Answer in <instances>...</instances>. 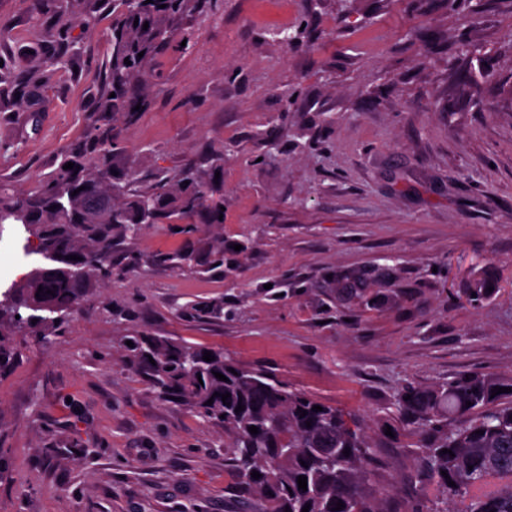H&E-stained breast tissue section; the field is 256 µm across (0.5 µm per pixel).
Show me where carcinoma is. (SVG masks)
<instances>
[{"label": "carcinoma", "instance_id": "carcinoma-1", "mask_svg": "<svg viewBox=\"0 0 512 512\" xmlns=\"http://www.w3.org/2000/svg\"><path fill=\"white\" fill-rule=\"evenodd\" d=\"M199 7V0H112L117 15L110 36V89L98 100L97 111L133 112L145 103L141 95L152 78L154 53L174 40L177 19ZM30 83L3 61L0 86L16 94ZM117 150L112 136L93 132L35 193L16 197L0 186V226L23 227L25 254L42 257L41 266L0 292V357H9L11 328L25 327L45 341L96 284L112 278L113 239L133 236L162 216L188 224L201 209L210 222H219L220 204L208 200L193 166L145 187L137 185L131 168L119 182L103 181V167ZM69 162L74 168L63 169ZM156 261L176 270L193 262L216 269L224 265V239L160 253ZM369 286L360 268L336 276V287L344 292ZM496 290L495 274L484 265L471 272L459 297L477 306ZM26 312L37 315V322L24 320ZM131 341V362L161 397L224 427L229 449L224 466L235 480L233 512H302L305 506L309 512H334L339 502L345 505L340 512H388L373 488V452L356 414L327 405L315 412L312 407L320 402L244 369L219 347L159 336ZM206 351L215 360L204 361ZM217 372L228 381L216 378ZM496 387L512 389V378L470 372L434 386L405 385L395 393L400 423L423 437L416 459L419 478L453 505L439 512H512V392L494 396ZM226 393L230 397L224 402ZM239 405L244 410L237 412ZM302 409L307 411L303 417ZM251 426L258 433H250ZM254 471L261 477L253 478ZM300 475L307 477L305 491L298 488ZM450 480L454 485H448Z\"/></svg>", "mask_w": 512, "mask_h": 512}]
</instances>
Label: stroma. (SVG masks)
<instances>
[{
    "mask_svg": "<svg viewBox=\"0 0 512 512\" xmlns=\"http://www.w3.org/2000/svg\"><path fill=\"white\" fill-rule=\"evenodd\" d=\"M86 29L41 0H0V57L33 72L36 100L0 112V183L37 191L94 129L141 184L194 165L224 198L233 267L172 271L156 254L199 244L161 218L112 246L116 276L49 343L16 336L0 368V512H224V430L164 400L132 367L140 334L223 347L324 404L359 415L377 486L399 512L418 497L420 439L392 418L406 383L512 374V14L480 0H205L157 50L146 107L97 111L108 89L112 0H84ZM303 30L298 44L278 29ZM433 49L421 55L408 29ZM479 40L477 55L460 44ZM479 77L463 96L464 75ZM501 288L480 307L456 290L475 263ZM36 265L0 231V289ZM377 277L341 300L334 275ZM398 298L379 306L376 292ZM225 315L181 318L190 304ZM389 421L390 432L377 428Z\"/></svg>",
    "mask_w": 512,
    "mask_h": 512,
    "instance_id": "obj_1",
    "label": "stroma"
}]
</instances>
